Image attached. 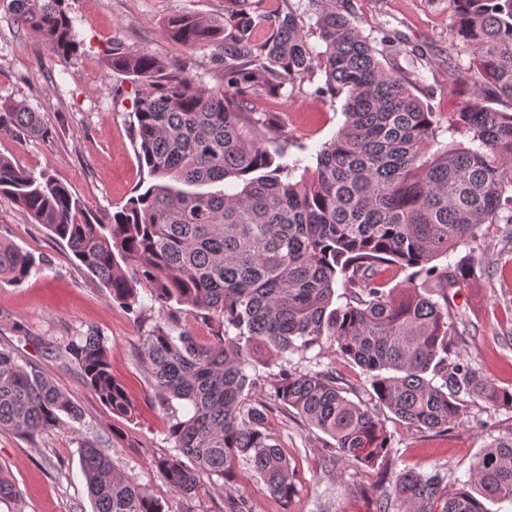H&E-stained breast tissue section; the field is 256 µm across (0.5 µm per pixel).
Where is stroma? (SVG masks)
<instances>
[{
  "mask_svg": "<svg viewBox=\"0 0 512 512\" xmlns=\"http://www.w3.org/2000/svg\"><path fill=\"white\" fill-rule=\"evenodd\" d=\"M9 0H0V97L25 103L52 130L41 140L0 134V155L25 170L47 173L68 186L95 210L114 212L143 192L152 180L139 165L130 120L140 85L105 65L113 44L178 62L208 86L221 73L208 48L186 49L169 38L170 17L192 14L223 20L224 0H67L76 39V55L51 53L33 32L10 20ZM360 29L371 41L388 40L396 61L411 69L412 52L423 55L425 80L420 98L435 111L448 113L474 102L472 83L449 84L457 60L449 36L448 0H355ZM320 72L284 87L279 95L252 98L255 112H272L291 135L289 157L304 156L315 165L321 145L343 126V98L319 95ZM512 226L494 224L477 242L459 246L438 265L468 259L473 273L454 303L467 325L458 350L496 387L512 391ZM0 240L41 258L40 270L23 284L0 282V343L20 352L50 377L82 413L83 433L102 446L137 483L148 487L165 512H184L185 504L161 479L155 465L171 453L167 438L170 413L157 402L147 371L137 356L148 326L113 303L85 267L73 261L65 243L32 223L7 198L0 197ZM24 336H17L16 328ZM95 331L109 349L112 375L130 394L136 415L117 416L84 383L77 370L51 358L47 346ZM335 367L351 400L369 401L370 385L362 370L337 360L331 349L289 355L287 367L318 372ZM278 365L263 366L255 397L267 413V425L296 469V492L282 502L260 481L246 460H236L224 483L244 491L252 512H371L378 485L375 469L336 460L325 464L332 439L274 398ZM378 415L394 441L392 470L412 468L439 473L446 484L465 481L476 455L494 439L512 433V408L483 401L468 403L447 431H418L400 423L388 410ZM0 469L17 489L0 512H93L79 448L70 432L28 441L0 432Z\"/></svg>",
  "mask_w": 512,
  "mask_h": 512,
  "instance_id": "stroma-1",
  "label": "stroma"
}]
</instances>
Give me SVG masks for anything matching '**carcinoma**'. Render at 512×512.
I'll return each mask as SVG.
<instances>
[{
  "instance_id": "1",
  "label": "carcinoma",
  "mask_w": 512,
  "mask_h": 512,
  "mask_svg": "<svg viewBox=\"0 0 512 512\" xmlns=\"http://www.w3.org/2000/svg\"><path fill=\"white\" fill-rule=\"evenodd\" d=\"M323 50L311 46L289 0L252 15L231 0L224 23L177 15L167 35L187 49L210 47L224 87H209L164 59L115 44L107 68L141 83L133 112L137 158L156 183L121 209L96 212L47 174L0 156V195L66 242L74 258L136 312L138 287L158 304L140 359L162 408L179 401L168 428L175 453L156 461L164 483L191 504L225 494V512H251L245 493L220 480L242 457L268 490L288 502L296 472L266 426L253 391L262 357L286 359L329 346L369 374L372 395L409 428L443 432L466 403L512 406L456 351L451 307L468 264L435 260L478 239L483 226L512 224V112L477 104L448 116L416 94L420 75L382 55L358 26L353 0H307ZM457 46L454 79L473 76L476 94L512 108V0H448ZM14 23L66 59L77 53L64 0H11ZM271 33L257 43L255 27ZM318 70L317 93L345 96V123L309 170L288 157V132L255 117L249 98L276 93ZM462 129L469 145L439 140ZM44 139L39 113L0 100V134ZM301 175H296V172ZM407 272L388 287L389 267ZM34 255L0 240V282L21 284ZM341 293H336V289ZM217 323L216 342L171 335V303ZM72 364L113 413L133 416L94 332L48 348ZM336 370L280 367L276 398L333 441L331 456L380 469L375 512H488L512 500V433L477 456L470 479L450 489L439 474L406 469L387 479L391 435L378 415L347 396ZM81 420L46 375L0 345V432L30 439ZM94 512H163L96 438L69 428Z\"/></svg>"
}]
</instances>
